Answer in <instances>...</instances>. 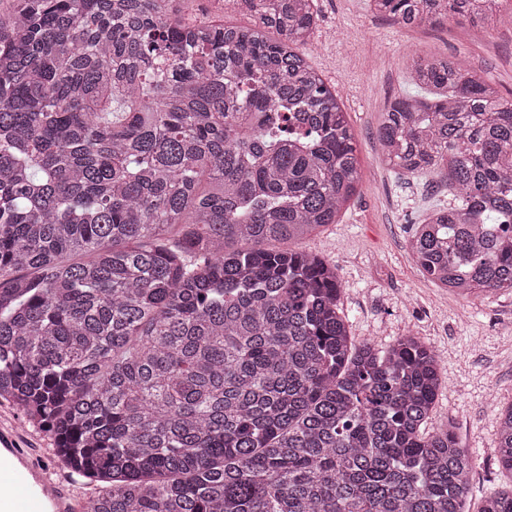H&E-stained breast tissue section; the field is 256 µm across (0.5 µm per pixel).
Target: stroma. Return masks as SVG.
Returning <instances> with one entry per match:
<instances>
[{"mask_svg":"<svg viewBox=\"0 0 512 512\" xmlns=\"http://www.w3.org/2000/svg\"><path fill=\"white\" fill-rule=\"evenodd\" d=\"M317 12L305 51L348 114L361 191L335 223L291 246L335 266L355 342L384 347L411 333L435 351L444 383L428 426L453 424L473 466L466 507L479 512L487 495L512 488V475L495 461L500 412L512 403V292L464 297L423 275L409 241L417 224L453 197L437 174H398L377 129L390 101L417 94L410 72L420 57L467 59L511 98L512 0H500L481 22L430 28L375 14L368 0H317Z\"/></svg>","mask_w":512,"mask_h":512,"instance_id":"obj_1","label":"stroma"}]
</instances>
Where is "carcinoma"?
Wrapping results in <instances>:
<instances>
[{
    "mask_svg": "<svg viewBox=\"0 0 512 512\" xmlns=\"http://www.w3.org/2000/svg\"><path fill=\"white\" fill-rule=\"evenodd\" d=\"M11 0L0 13V404L89 512H466L471 461L426 426L443 380L408 333L355 344L336 268L281 244L359 192L347 112L303 47L314 0ZM498 0H370L406 26ZM377 136L454 204L409 242L462 296L512 289V99L414 61ZM496 457L512 474V405ZM480 512H512V490Z\"/></svg>",
    "mask_w": 512,
    "mask_h": 512,
    "instance_id": "carcinoma-1",
    "label": "carcinoma"
}]
</instances>
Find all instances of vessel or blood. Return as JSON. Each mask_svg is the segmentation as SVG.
I'll return each mask as SVG.
<instances>
[{"label":"vessel or blood","instance_id":"1","mask_svg":"<svg viewBox=\"0 0 512 512\" xmlns=\"http://www.w3.org/2000/svg\"><path fill=\"white\" fill-rule=\"evenodd\" d=\"M9 489L8 505L0 512H83L84 502L65 478L33 464L19 443L15 427L0 423V489Z\"/></svg>","mask_w":512,"mask_h":512}]
</instances>
